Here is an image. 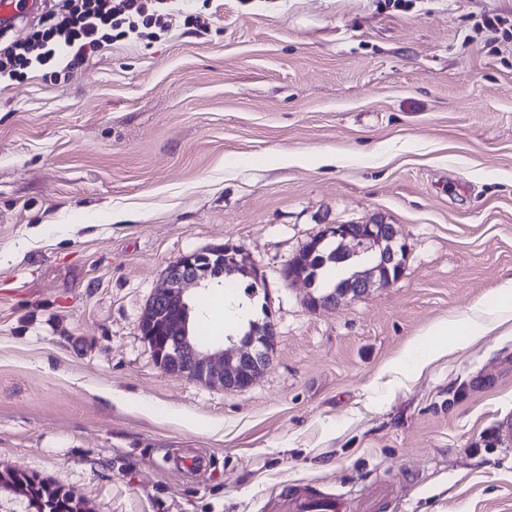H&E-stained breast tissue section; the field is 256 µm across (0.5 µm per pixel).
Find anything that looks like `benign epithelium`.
Returning <instances> with one entry per match:
<instances>
[{
    "instance_id": "obj_1",
    "label": "benign epithelium",
    "mask_w": 512,
    "mask_h": 512,
    "mask_svg": "<svg viewBox=\"0 0 512 512\" xmlns=\"http://www.w3.org/2000/svg\"><path fill=\"white\" fill-rule=\"evenodd\" d=\"M399 232L395 225L383 221H372L366 224H333L317 238L310 239L300 250L306 260L316 254L320 243L334 238L345 254L355 256L361 252L381 249L382 266L387 276L380 278L364 269L353 273L350 284L356 293H347L341 297L334 295L317 296L309 294L306 305L311 310L336 306L344 300L359 298L371 288H386L395 282L404 269V260L400 258ZM238 250L230 247H214L204 251H194L180 256L166 270L163 283L152 295L151 301L142 313L138 330L141 336H156L163 344L173 343V352L182 364L175 372L194 380L219 383L226 389L243 390L250 387L262 372L260 355L270 354L274 327L266 321L264 329L254 335L251 340L236 351L219 348L212 353H202L192 336L189 335L188 323L190 307L184 299L187 288L198 286L211 279L214 269L212 258L224 256L227 260L237 263L244 276L251 279L259 278L256 268L237 262ZM35 481L12 480L0 477V488L9 490L32 502V508L45 510V493L35 494Z\"/></svg>"
}]
</instances>
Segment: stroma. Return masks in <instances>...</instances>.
<instances>
[{
  "label": "stroma",
  "mask_w": 512,
  "mask_h": 512,
  "mask_svg": "<svg viewBox=\"0 0 512 512\" xmlns=\"http://www.w3.org/2000/svg\"><path fill=\"white\" fill-rule=\"evenodd\" d=\"M169 7L168 30L72 71L0 79V471L91 512H273L306 484L512 512V326L403 358L512 278V0ZM376 218L401 277L308 309L284 265ZM224 244L275 325L242 391L164 370L138 331L168 265Z\"/></svg>",
  "instance_id": "1"
}]
</instances>
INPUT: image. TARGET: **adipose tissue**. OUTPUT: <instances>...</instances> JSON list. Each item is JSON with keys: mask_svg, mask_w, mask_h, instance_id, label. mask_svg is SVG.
<instances>
[{"mask_svg": "<svg viewBox=\"0 0 512 512\" xmlns=\"http://www.w3.org/2000/svg\"><path fill=\"white\" fill-rule=\"evenodd\" d=\"M509 320H512V278L504 280L490 299L479 302L468 312L428 327L417 337L415 346L406 350L404 357L414 370H421L440 353L438 347L427 346L428 337L451 336L453 348L461 349Z\"/></svg>", "mask_w": 512, "mask_h": 512, "instance_id": "1", "label": "adipose tissue"}]
</instances>
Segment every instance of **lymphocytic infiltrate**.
<instances>
[{
	"label": "lymphocytic infiltrate",
	"instance_id": "f902f5d3",
	"mask_svg": "<svg viewBox=\"0 0 512 512\" xmlns=\"http://www.w3.org/2000/svg\"><path fill=\"white\" fill-rule=\"evenodd\" d=\"M165 5L166 0H59L48 28L0 50V76L51 59L72 66L105 43L165 27Z\"/></svg>",
	"mask_w": 512,
	"mask_h": 512
}]
</instances>
